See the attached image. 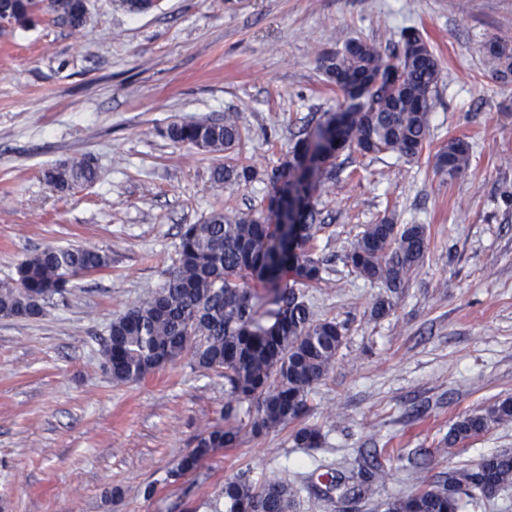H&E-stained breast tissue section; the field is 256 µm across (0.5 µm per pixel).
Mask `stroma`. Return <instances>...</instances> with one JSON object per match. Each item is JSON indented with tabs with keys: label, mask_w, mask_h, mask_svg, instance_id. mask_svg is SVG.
<instances>
[{
	"label": "stroma",
	"mask_w": 512,
	"mask_h": 512,
	"mask_svg": "<svg viewBox=\"0 0 512 512\" xmlns=\"http://www.w3.org/2000/svg\"><path fill=\"white\" fill-rule=\"evenodd\" d=\"M408 27L427 34L442 69L432 147L466 138L468 168L451 178L428 156H367L354 162L362 177L322 185L331 282L307 295L320 317L349 325L333 369L299 424L243 428L236 447L168 479L197 434L223 424L224 377L185 355L112 382L98 351L113 316L165 283L183 225L261 210L294 136L345 109L323 82L321 51L359 38L388 52ZM491 36L512 41V0H157L135 15L88 0L80 28L44 15L0 30V280L49 245L111 258L43 316L0 318V512H213L246 469L293 483L292 512H384L433 474L512 451V421L443 443L458 418L512 396V82L485 67ZM230 111L235 154L259 176L218 193L210 176L223 155L164 131ZM75 158L95 182L58 191L46 171ZM388 209L397 224L425 225L429 248L376 321L378 287L339 254ZM301 425L321 429L322 447H296ZM372 448L388 477L368 499L312 500L314 462L343 472ZM419 449L428 467L415 473L407 457Z\"/></svg>",
	"instance_id": "stroma-1"
}]
</instances>
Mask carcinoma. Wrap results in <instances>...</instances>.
I'll list each match as a JSON object with an SVG mask.
<instances>
[{"label":"carcinoma","mask_w":512,"mask_h":512,"mask_svg":"<svg viewBox=\"0 0 512 512\" xmlns=\"http://www.w3.org/2000/svg\"><path fill=\"white\" fill-rule=\"evenodd\" d=\"M49 13L72 28L85 21L83 0H64L62 8L52 10L44 0H0V28L27 25ZM402 38L404 50L391 56L360 39L324 52L326 86L346 98L358 96L359 79H374L392 67L400 70V81L379 88L367 104L332 115L314 135L298 139L272 170L264 210L230 215L218 209L197 224L184 225L176 263L163 286L112 318L99 361L113 382L141 380L185 353L196 367L224 374L231 398L227 423L201 431L169 478L195 470L219 448L234 447L242 430L238 407L244 403L255 404L247 413L256 435L300 418L308 393L334 367L348 323L317 317L304 292L329 283L327 260L314 252L325 229L317 223L316 195L322 179L333 180L342 170L338 159L343 155L391 154L412 161L430 148L432 93L441 68L419 30L409 28ZM483 53L495 79L512 80L511 42L492 37L483 44ZM166 134L199 151L224 154V163L211 173L217 189L259 175L256 165L231 157L241 137L236 112L224 113L222 122H176ZM469 162V145L462 138L448 139L435 155L436 170L450 178ZM46 178L57 189L68 190L93 183L96 172L89 160L74 159L48 170ZM272 218L274 226L269 224ZM427 248L424 225L400 226L388 216L365 225L348 243L344 264L387 292L373 304V318L389 313L390 295L405 286ZM108 266L107 254L87 247L38 250L17 265L14 277L0 281V317L38 318L47 300L70 293L77 272ZM285 280L292 285L282 286ZM258 286L273 292L275 308L267 311L266 324L260 322L253 292ZM511 419L512 398L497 400L459 418L444 442L451 447ZM322 441L320 430L312 427L294 435L298 448H319ZM358 476L359 484L340 498L361 499L373 484L385 480L378 454L371 455ZM507 486H512V451L505 450L387 502L385 512H463ZM221 496L224 512H291L296 489L281 478H256L248 470L225 481Z\"/></svg>","instance_id":"carcinoma-1"}]
</instances>
